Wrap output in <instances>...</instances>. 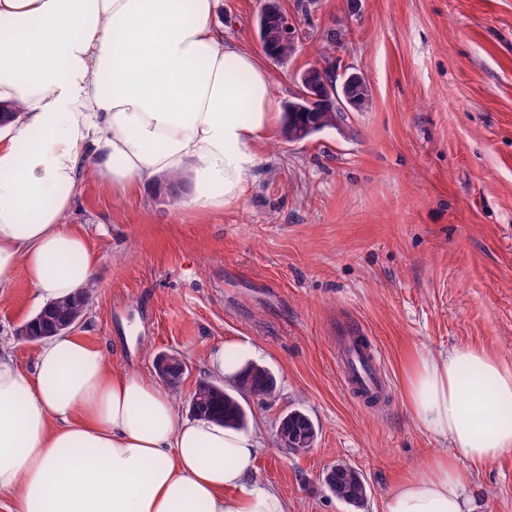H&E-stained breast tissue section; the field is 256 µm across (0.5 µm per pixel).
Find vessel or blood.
<instances>
[{
    "label": "vessel or blood",
    "instance_id": "obj_1",
    "mask_svg": "<svg viewBox=\"0 0 512 512\" xmlns=\"http://www.w3.org/2000/svg\"><path fill=\"white\" fill-rule=\"evenodd\" d=\"M337 353L343 369V383L354 397L369 401L383 393L384 381L377 370L378 352L369 339L358 340L354 335L338 337Z\"/></svg>",
    "mask_w": 512,
    "mask_h": 512
}]
</instances>
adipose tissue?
<instances>
[{
  "label": "adipose tissue",
  "instance_id": "1",
  "mask_svg": "<svg viewBox=\"0 0 512 512\" xmlns=\"http://www.w3.org/2000/svg\"><path fill=\"white\" fill-rule=\"evenodd\" d=\"M216 0H0V285L23 269L37 306L73 295L95 261L66 218L80 181L124 195L189 173L185 205L243 197L256 146L283 122L259 57L225 42ZM474 371L491 382L465 379ZM413 423L448 438L388 491L383 512H465L469 464L512 450V364L461 345L406 369ZM254 432L182 420L173 394L112 372L63 333L32 371L0 347V512H288L256 476Z\"/></svg>",
  "mask_w": 512,
  "mask_h": 512
}]
</instances>
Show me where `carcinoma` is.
<instances>
[{"mask_svg": "<svg viewBox=\"0 0 512 512\" xmlns=\"http://www.w3.org/2000/svg\"><path fill=\"white\" fill-rule=\"evenodd\" d=\"M266 28L259 34L264 52L279 62L291 57L296 49L295 41L280 37L275 19L263 8L260 11L258 28ZM326 78L320 80L305 96L301 93L282 103L283 112L288 116V133L296 140H304L326 129H334L344 119V112H362L371 101V88L366 81L351 83L338 79L329 68H324ZM341 104H336V100ZM94 294L83 296L76 292L73 296L53 302L43 307L27 323L29 335L34 339H44L45 333L53 325L67 319L73 326L80 325ZM198 395L193 414L203 416L226 427L244 429L248 423V413L239 397L249 394L260 401L271 403L276 398V381L271 372L263 366L249 364L233 379V384H218L202 380L195 389ZM284 435H275L273 442L277 448H287L293 452H306L313 448L317 429L313 420L303 411L293 409L281 416ZM333 476L325 481V486L333 496L346 505L359 508L368 497L367 484L362 474L347 463L332 467Z\"/></svg>", "mask_w": 512, "mask_h": 512, "instance_id": "cac0c4a2", "label": "carcinoma"}]
</instances>
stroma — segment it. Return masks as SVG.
<instances>
[{
    "label": "stroma",
    "mask_w": 512,
    "mask_h": 512,
    "mask_svg": "<svg viewBox=\"0 0 512 512\" xmlns=\"http://www.w3.org/2000/svg\"><path fill=\"white\" fill-rule=\"evenodd\" d=\"M264 0H218L224 35L262 53ZM299 25L286 63L264 59L275 102L295 96L312 65L354 69L372 89L366 111L288 141L276 130L241 201L187 208L155 186L114 197L83 179L69 223L83 225L97 285L77 336L109 367L154 379L180 354L182 418L216 349L254 347L277 382L269 406L247 398L264 443L257 476L290 512H353L322 476L339 462L364 476L361 512H382L390 487L447 439L417 428L404 400L410 353L471 344L512 363V0H280ZM341 31L325 52L328 30ZM36 312L23 271L0 286V341L32 370L37 347L16 330ZM370 336L391 400L355 399L336 367L340 331ZM298 408L313 448L270 440ZM471 512H512V451L471 465Z\"/></svg>",
    "instance_id": "obj_1"
}]
</instances>
